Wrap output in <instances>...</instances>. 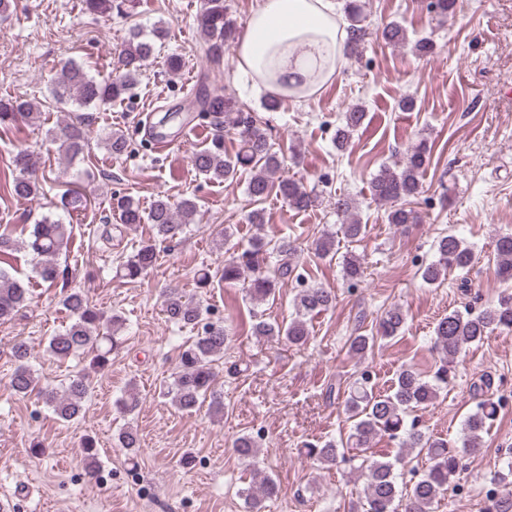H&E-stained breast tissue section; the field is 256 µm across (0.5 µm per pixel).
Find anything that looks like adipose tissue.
<instances>
[{
	"mask_svg": "<svg viewBox=\"0 0 512 512\" xmlns=\"http://www.w3.org/2000/svg\"><path fill=\"white\" fill-rule=\"evenodd\" d=\"M346 38L332 0H262L237 39L235 73L252 93L301 101L333 79Z\"/></svg>",
	"mask_w": 512,
	"mask_h": 512,
	"instance_id": "ef3b65f1",
	"label": "adipose tissue"
}]
</instances>
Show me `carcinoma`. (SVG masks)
<instances>
[{
  "label": "carcinoma",
  "mask_w": 512,
  "mask_h": 512,
  "mask_svg": "<svg viewBox=\"0 0 512 512\" xmlns=\"http://www.w3.org/2000/svg\"><path fill=\"white\" fill-rule=\"evenodd\" d=\"M344 12L349 22L346 53L358 56L365 49V16L358 0H345ZM198 26L208 43V52L213 62L220 61L224 44L236 36L235 21L229 15L224 0H207L206 7L198 18ZM168 31L161 25L145 34L139 29L130 32L129 38L118 50L114 59L112 76L98 79L75 61L63 64L60 76L55 81L54 96L57 101L74 104L80 108L91 105H109L130 97L140 82L148 61L153 57L156 42L165 38ZM377 37L388 45H399L406 40V30L398 23L385 24ZM200 107L224 116V124L232 127L240 137V149L229 156L224 154V139L218 134L209 147L196 151L192 157L195 171L210 182H224L237 177L241 170L251 172L247 193L255 204L275 194L289 207L304 211L313 206L316 197L303 183L280 178L283 158L274 150L273 143L265 129L260 127L252 115L244 112L236 103L219 92L214 94L201 90L196 96ZM39 108L20 98L0 99V127H10L20 120L33 122L39 119ZM365 112L357 106L343 113L336 126L335 144L339 151L349 144L352 135L361 126ZM47 140L58 145V151L74 160L84 154L87 137L82 122H71L56 130L47 132ZM106 150L113 156L121 155L126 149L122 132L113 131L103 141ZM431 147L422 140L414 146L396 166L383 165L371 179V196L388 205V223L405 228L417 222L414 209L407 207L410 200L421 192L420 177L429 163ZM14 165L19 174L12 182V194L19 199L34 197L42 186L32 175L30 155L20 150L14 156ZM336 211L350 217L342 225L345 237L353 240L365 233L366 225L354 216L353 200L346 195L336 197ZM120 213L126 227L148 223L155 235L142 243L116 267V274L123 279L135 280L143 276L157 261V246L182 239L188 226L200 222L198 203L189 198L177 202L168 197L157 198L150 209L143 210L139 203L129 196L116 199L114 206ZM72 234V225L64 224L48 216L33 225L26 236L14 237L0 233V257L16 250H26L34 256L35 273L45 282L55 283L64 277L58 267V257L67 249ZM297 247L286 239H272L257 233L247 242L234 246L233 253L224 260L220 279L226 284L248 280L247 291L250 299L264 301L275 295L277 286L288 279L300 280L295 256ZM500 276L512 280V232L498 235L494 250ZM476 255L466 242L454 233L438 238L436 260L421 267L424 282L435 284L451 271H465L475 263ZM343 273L346 280L358 282L363 275L361 259L349 253L343 259ZM28 300V289L0 266V321L11 319ZM63 305L70 312L71 324L52 336L48 342V354L65 361L81 354L89 360V368L98 374H105L112 366V355L124 343L123 332L126 321L118 313L106 314L80 290H66ZM336 303L331 291L312 286L302 288L293 299L296 316L283 326L260 320L253 325L257 336H277L289 343L301 346L309 340L307 316L328 310ZM164 311L170 321L181 326H199L201 331L186 341L179 352L178 371L171 387L174 405L183 412L196 410L205 400H210L211 410L223 412L224 393L217 388L215 366L224 358V350L230 341V332L221 322H202L200 305L188 298L177 288L167 291ZM406 324V314L399 308L387 310L380 319L377 335L358 334L351 338L350 351L362 356L371 350L377 337L393 338ZM495 330L512 331V294L501 296L497 304L477 314L448 312L434 323L433 347L439 354L440 365L432 378L427 379L410 366L401 367L389 392L381 394L370 385L368 374L356 380L345 400L344 410L352 431L349 439L352 447L359 450L360 470L365 476L364 512H434L435 505L448 492L456 476L463 456L480 451L481 433L487 421L493 419L500 403L491 399L480 401L476 410L464 422L463 436L454 444L425 433L417 420H408L417 408H426L439 397L440 390L452 382L458 355L468 345L481 342ZM17 367L10 378V387L17 393L27 395L36 389V381L27 364L28 350L25 344L14 346ZM90 392L88 378L83 374L72 375L62 389L43 391L54 413L64 421L78 417ZM386 436L399 440L401 452L394 459L373 450L376 438ZM119 443L134 459L139 443L137 433L131 427L121 429ZM235 453L248 466H256L260 448L257 440L243 434L233 445ZM417 449L426 452L431 465L411 484L406 494L403 510L395 505L399 498V487L395 468L402 463L406 452ZM308 458L322 465L333 466L346 461L345 453L339 451L334 441H318L305 445ZM275 483L265 477L258 484L251 483L241 489L246 512H262L263 501L273 496Z\"/></svg>",
  "instance_id": "obj_1"
}]
</instances>
